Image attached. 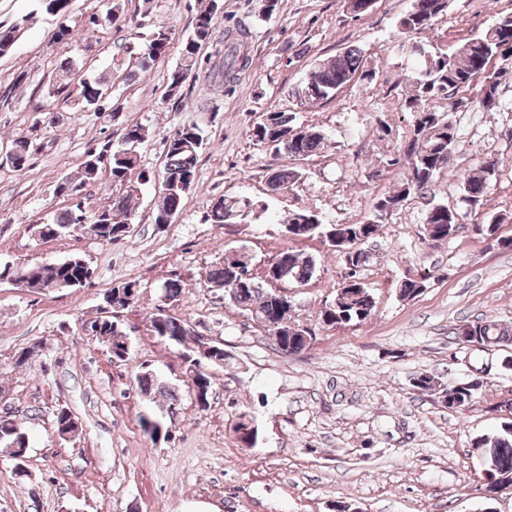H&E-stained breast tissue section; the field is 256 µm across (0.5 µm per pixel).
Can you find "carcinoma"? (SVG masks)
Listing matches in <instances>:
<instances>
[{
    "mask_svg": "<svg viewBox=\"0 0 512 512\" xmlns=\"http://www.w3.org/2000/svg\"><path fill=\"white\" fill-rule=\"evenodd\" d=\"M217 0H210L208 6L195 18L192 31L183 41L181 59L171 74L170 93L181 89L184 78L198 64L201 45L210 41L213 35V16L216 13ZM448 0H412L410 8L397 22V39L400 47L410 59L414 60L411 70L406 72L400 82L401 108L412 114L413 124L409 137L403 141L401 155L391 164L400 163L405 169V178L399 189L387 192L373 205L378 209L382 204H392L400 208L412 194L427 195L434 181L449 168L452 150L457 139V124L453 114L460 111V105L466 101L470 105L493 109L498 105L499 84L487 81L486 73L491 63L499 55L512 52V12L498 15L477 37L460 45L453 53L442 50L439 45L426 46L412 41V36L432 26L434 19L446 13ZM122 12L119 0H113L112 8L103 16H92L89 23L105 25L116 23ZM26 24L0 25V54L6 53L23 33ZM250 28L242 25L224 30V50L220 61L213 64L208 72L209 81L220 86L234 82L238 74L251 65L247 53V41ZM168 32L163 29L154 31L151 39L134 48L129 43L119 45L120 58L134 59L132 69L126 78L136 79L150 70L153 62L163 55L169 46ZM76 67L69 61L56 72L52 92L66 99L75 98L77 104L90 112H100L105 108L102 97L107 90L102 78L83 79L73 84ZM372 79V72L366 67L364 52L351 47L335 56L316 61L307 71L300 85L292 91L300 105L308 106L332 101L338 93L355 78ZM444 103L439 107L438 103ZM147 135L145 126L131 124L124 127L120 137L103 145L100 151H92L83 166L82 184L95 181L98 170L90 167V160H96L97 166L109 169L112 185L123 188V192L112 198L110 204L95 211L84 209V203L76 200L51 224H38L35 229L47 230V236L60 237L81 228L87 234L103 243H112L129 235L128 224L136 215V190L127 187V183L146 182L148 177L139 165L138 145ZM252 136L267 144L277 155H286L293 160H304L315 154L324 144L323 133L312 126H302L296 122L293 112H266L252 129ZM206 139L205 130L198 125H188L178 129L166 143L165 163L158 175L161 188L168 194L158 201L154 223L163 224L165 215L180 211L183 192L175 185L194 177L199 150ZM496 162L489 161L478 169L462 177L461 188L466 201L482 204L492 189ZM303 176L299 168H274L270 171L268 182L272 190L283 191ZM250 207V201L241 198L216 199L207 214V220L213 224H232L237 222L241 213ZM308 219L302 224L298 236L309 237L320 231L336 236V225H325L315 214H301ZM380 222L369 215L360 224H343L341 232L359 241L354 254L345 259V266L353 267L345 278L358 277L359 271L370 259L365 245L376 235ZM459 226V215L448 209V205L430 197L426 202L425 228L429 229V239L439 243L452 238ZM87 261L79 256L70 259V263L59 268L37 265L31 267L0 266L1 278H15L22 285L40 291L71 288L87 279L85 275ZM316 260L290 249L279 252L268 268L285 271L282 282H305L316 272ZM237 279L242 281V290L237 293L232 305L249 313L252 319H258L269 325V335L276 349L287 346L297 352L305 348L300 334L292 333L289 325L283 323L284 312L276 301L275 288L278 281L268 276H257L251 268L244 266L230 256L212 266L207 282L212 288L221 289ZM185 286L179 279H168L161 289L160 300L177 301L183 295ZM375 300L369 289L361 284L357 288L342 287L336 293L334 303L322 313V323L329 328L360 324L372 317ZM151 332L160 340L183 344L191 335L189 327L181 320L166 313L154 314L150 320ZM471 335L482 340L489 339L495 344L512 343V333L493 320H481L469 324ZM90 330L96 332L95 339L108 344L112 358L123 361L128 349L123 340V331L111 322L91 324ZM186 374L194 384L204 387L205 397L211 394V377L202 368V357L185 354ZM136 385L139 393L147 398L157 392L167 395L169 400L177 401L176 394L161 385L153 374L141 372ZM415 390L430 395L445 396L446 406L461 409L480 398L483 385L465 387L458 383L451 387H442L439 379L429 373H421L413 378ZM495 409L510 416L503 422L501 432L493 436H479L473 445L483 450L487 461V479L491 480L504 473L512 474V400L495 406ZM14 444L28 447V437L22 423L10 416L0 415V448L6 449Z\"/></svg>",
    "mask_w": 512,
    "mask_h": 512,
    "instance_id": "obj_1",
    "label": "carcinoma"
}]
</instances>
